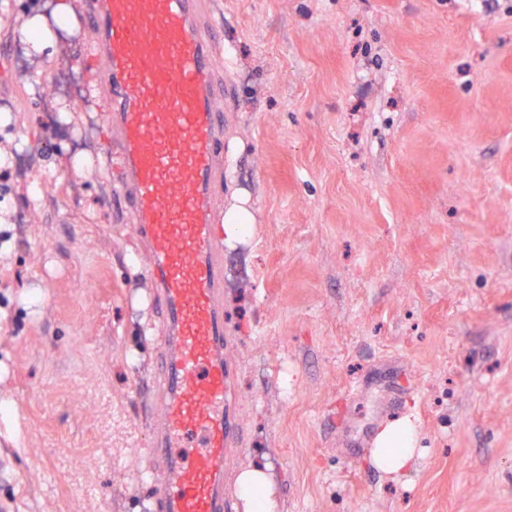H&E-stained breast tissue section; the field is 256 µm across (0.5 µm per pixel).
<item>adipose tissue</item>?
Instances as JSON below:
<instances>
[{"mask_svg": "<svg viewBox=\"0 0 512 512\" xmlns=\"http://www.w3.org/2000/svg\"><path fill=\"white\" fill-rule=\"evenodd\" d=\"M418 433L410 419H401L382 427L377 433L372 460L377 469L392 479H400L414 466L418 457ZM237 491L246 512H275L277 507L270 492L267 473L260 468L241 471Z\"/></svg>", "mask_w": 512, "mask_h": 512, "instance_id": "ef3b65f1", "label": "adipose tissue"}]
</instances>
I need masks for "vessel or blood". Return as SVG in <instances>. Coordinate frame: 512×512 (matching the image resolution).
Returning a JSON list of instances; mask_svg holds the SVG:
<instances>
[{
  "instance_id": "vessel-or-blood-1",
  "label": "vessel or blood",
  "mask_w": 512,
  "mask_h": 512,
  "mask_svg": "<svg viewBox=\"0 0 512 512\" xmlns=\"http://www.w3.org/2000/svg\"><path fill=\"white\" fill-rule=\"evenodd\" d=\"M210 0H83L103 96L102 161L149 261L162 341L148 405L155 512H231L224 357V95Z\"/></svg>"
}]
</instances>
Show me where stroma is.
<instances>
[{"instance_id":"obj_1","label":"stroma","mask_w":512,"mask_h":512,"mask_svg":"<svg viewBox=\"0 0 512 512\" xmlns=\"http://www.w3.org/2000/svg\"><path fill=\"white\" fill-rule=\"evenodd\" d=\"M0 12V506L153 512L144 469L160 318L100 166L83 11ZM42 15L31 51L16 15ZM224 61V322L239 446L279 512H512V0H215ZM35 74L43 90L27 93ZM66 173L37 205L46 174ZM410 418L420 456L375 468ZM418 433L410 419H401L382 427L372 448V460L377 469L399 480L414 466L418 457ZM386 448H396L387 455Z\"/></svg>"}]
</instances>
